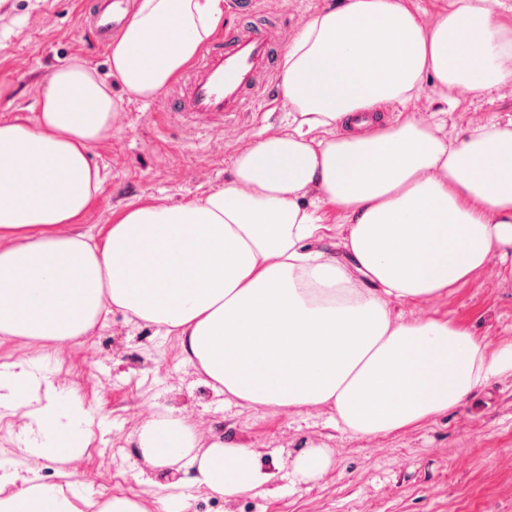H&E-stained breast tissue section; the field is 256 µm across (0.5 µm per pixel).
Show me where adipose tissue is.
<instances>
[{
  "instance_id": "adipose-tissue-1",
  "label": "adipose tissue",
  "mask_w": 512,
  "mask_h": 512,
  "mask_svg": "<svg viewBox=\"0 0 512 512\" xmlns=\"http://www.w3.org/2000/svg\"><path fill=\"white\" fill-rule=\"evenodd\" d=\"M494 0H452L424 28L404 0H340L315 13L280 63L288 130L235 160L224 185L174 205L128 206L101 232L78 231L103 177L93 151L112 136V87L74 58L52 74L34 118L0 121V344L21 337L64 351L108 314L176 337L184 361L249 406L328 408L337 429L370 438L456 410L512 378V341L444 318L394 315L512 255V118L460 139L409 115L353 129L356 113L512 85V26ZM224 23V0H137L109 46L112 74L158 96ZM348 221L346 261L323 246L311 191ZM21 410L29 456L76 458L90 410L28 361L0 364V409ZM166 415L138 449L158 470L189 467L233 500L273 472L251 449ZM60 486L0 466V512H87ZM97 508V507H94ZM98 512H142L115 497Z\"/></svg>"
}]
</instances>
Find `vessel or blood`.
Returning a JSON list of instances; mask_svg holds the SVG:
<instances>
[{
    "label": "vessel or blood",
    "instance_id": "obj_1",
    "mask_svg": "<svg viewBox=\"0 0 512 512\" xmlns=\"http://www.w3.org/2000/svg\"><path fill=\"white\" fill-rule=\"evenodd\" d=\"M231 21L196 63L162 100L167 115L180 119L189 133L220 132L225 123L270 99L277 84L273 65L276 49L287 41L288 30L275 12H260L257 21H243L256 11L250 0H229ZM127 0H95L83 27L98 41L128 19Z\"/></svg>",
    "mask_w": 512,
    "mask_h": 512
}]
</instances>
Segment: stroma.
<instances>
[{
	"instance_id": "stroma-1",
	"label": "stroma",
	"mask_w": 512,
	"mask_h": 512,
	"mask_svg": "<svg viewBox=\"0 0 512 512\" xmlns=\"http://www.w3.org/2000/svg\"><path fill=\"white\" fill-rule=\"evenodd\" d=\"M83 2L0 0V119L33 117L51 74L72 58L109 78L107 48L82 30ZM112 96V136L93 153L102 191L80 226L84 232H97L128 205L179 204L222 186L241 150L288 128V106L281 101L237 118L225 133L189 139L156 102L125 94L117 82ZM392 113L418 115L460 139L491 115L512 116V85L458 90L449 104L429 86ZM390 308L408 319L448 318L493 344L512 339V268L495 256L447 297L394 301ZM27 349L54 374L68 373L65 392L93 413L78 464L61 456L44 459L39 475L59 484L71 473L94 502L113 493L144 502L150 512H164L163 500L171 496L180 498L182 512H512L511 379L491 381L462 408L418 427L365 439L333 428L327 408L252 409L225 402L182 360L175 337L157 335L119 312L64 353L45 341ZM170 411L198 422L200 447L219 435L276 464L278 494L249 492L228 502L194 484L189 469L167 489L138 481L147 464L135 448L137 433ZM311 443L330 449L332 465L317 481L292 485V461ZM114 461L120 468L111 476L107 468Z\"/></svg>"
}]
</instances>
